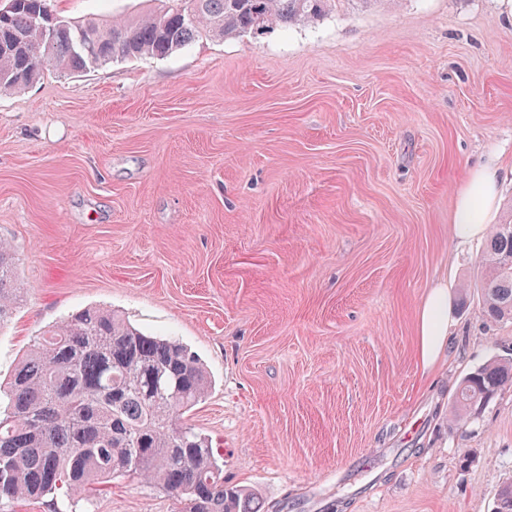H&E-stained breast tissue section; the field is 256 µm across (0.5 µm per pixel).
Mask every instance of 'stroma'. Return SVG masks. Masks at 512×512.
I'll return each mask as SVG.
<instances>
[{
	"mask_svg": "<svg viewBox=\"0 0 512 512\" xmlns=\"http://www.w3.org/2000/svg\"><path fill=\"white\" fill-rule=\"evenodd\" d=\"M108 19L149 0H55ZM512 164V0H336L317 20L203 37L162 58L0 92V237L33 336L91 305L179 339L212 386L184 420L259 512H493L512 481V387L468 423L462 377L512 358L486 320L484 239L452 229L468 169ZM446 281L451 328L423 368L417 314ZM119 477L0 512H177Z\"/></svg>",
	"mask_w": 512,
	"mask_h": 512,
	"instance_id": "stroma-1",
	"label": "stroma"
}]
</instances>
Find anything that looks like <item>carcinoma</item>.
<instances>
[{
  "label": "carcinoma",
  "instance_id": "cac0c4a2",
  "mask_svg": "<svg viewBox=\"0 0 512 512\" xmlns=\"http://www.w3.org/2000/svg\"><path fill=\"white\" fill-rule=\"evenodd\" d=\"M43 2L52 0H14L0 15V91H22L48 65L82 73L112 59L163 58L203 36L308 23L334 0H159L119 20L68 18V31L51 41L33 22ZM82 32L107 42L108 53L93 59L79 51ZM508 258L512 213L493 226L478 265L492 321L512 320ZM23 298L15 251L0 240V328ZM506 387L511 359L468 373L455 394L457 417ZM209 388L205 367L183 343L146 334L112 309L77 312L33 341L0 392V498L35 501L64 488L89 499L134 475L174 496L179 512H257L252 494L224 484L211 440L181 423ZM495 512H512V483L499 490Z\"/></svg>",
  "mask_w": 512,
  "mask_h": 512
}]
</instances>
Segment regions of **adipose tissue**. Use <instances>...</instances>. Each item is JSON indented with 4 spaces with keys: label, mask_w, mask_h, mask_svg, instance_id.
Listing matches in <instances>:
<instances>
[{
    "label": "adipose tissue",
    "mask_w": 512,
    "mask_h": 512,
    "mask_svg": "<svg viewBox=\"0 0 512 512\" xmlns=\"http://www.w3.org/2000/svg\"><path fill=\"white\" fill-rule=\"evenodd\" d=\"M504 172V166L496 159L467 171L452 216L459 239H473L486 233L497 205L498 187ZM450 324L448 287L438 283L430 288L419 309V356L424 366H432L437 361Z\"/></svg>",
    "instance_id": "1"
}]
</instances>
